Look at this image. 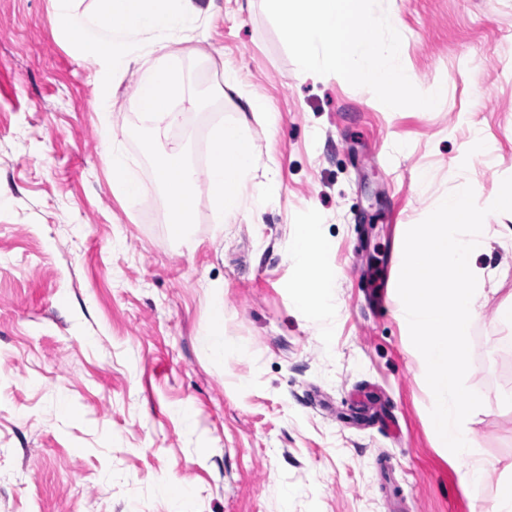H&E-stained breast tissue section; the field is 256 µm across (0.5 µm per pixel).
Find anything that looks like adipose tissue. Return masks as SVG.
<instances>
[{
	"instance_id": "obj_1",
	"label": "adipose tissue",
	"mask_w": 512,
	"mask_h": 512,
	"mask_svg": "<svg viewBox=\"0 0 512 512\" xmlns=\"http://www.w3.org/2000/svg\"><path fill=\"white\" fill-rule=\"evenodd\" d=\"M200 0H52L51 20L74 43L80 56L97 64L96 98L102 133H110L107 106L112 90L128 73L139 70L150 57L164 65L139 80L135 109L142 122L153 130L181 125L186 112L197 109L184 68L170 61L172 38L191 29L207 15ZM107 153L117 196L128 207L146 203L138 169L115 144ZM211 161L199 173L184 149H170L157 164V178L164 190L169 233L175 239L186 234L193 223L199 181H206L214 223L229 221L243 204L244 187L254 182L259 158L252 146L247 122L228 123L214 129L210 141ZM252 206L262 210L278 190L274 180L254 182ZM290 256L301 272L295 286L294 303L299 312L324 321L336 314L334 288L336 271L326 260L327 245L309 227L290 237Z\"/></svg>"
}]
</instances>
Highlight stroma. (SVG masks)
<instances>
[{
    "mask_svg": "<svg viewBox=\"0 0 512 512\" xmlns=\"http://www.w3.org/2000/svg\"><path fill=\"white\" fill-rule=\"evenodd\" d=\"M418 90L437 107L385 110L342 77L304 78L262 0H215L170 44L201 105L156 138L189 157L217 123L246 120L279 183L261 214L215 224L207 191L183 240L132 109L136 75L111 100V129L153 213L115 195L93 103L95 72L50 20V0H0V512H496L512 470V248L469 326L466 385L481 485L440 445L433 399L405 324L396 272L404 236L453 192L448 166L475 134L464 174L482 198L512 176V0H381ZM266 117L225 100L224 67ZM328 244L340 310L296 312L288 235ZM237 350L201 343L214 297ZM187 493L173 501L165 488Z\"/></svg>",
    "mask_w": 512,
    "mask_h": 512,
    "instance_id": "obj_1",
    "label": "stroma"
}]
</instances>
